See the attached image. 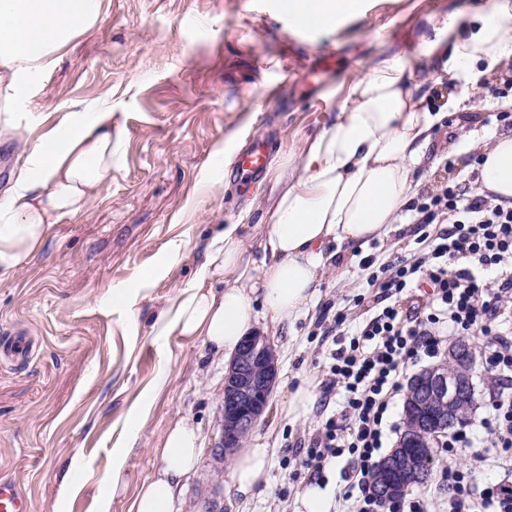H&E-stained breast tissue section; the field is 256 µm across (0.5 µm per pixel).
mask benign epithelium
<instances>
[{"instance_id": "obj_1", "label": "benign epithelium", "mask_w": 512, "mask_h": 512, "mask_svg": "<svg viewBox=\"0 0 512 512\" xmlns=\"http://www.w3.org/2000/svg\"><path fill=\"white\" fill-rule=\"evenodd\" d=\"M473 346L460 340L448 350V363L436 365L414 375L408 385L406 404L421 411L429 420L416 418L406 427L398 442L400 451L384 462L382 490L389 497H401L409 491L421 472L406 448H432L438 438L454 426L460 403L470 400L474 359ZM277 377V358L267 337L255 334L245 338L224 375L221 401L222 435L215 453L224 457V449L238 448L262 415ZM427 429L421 441L413 431Z\"/></svg>"}]
</instances>
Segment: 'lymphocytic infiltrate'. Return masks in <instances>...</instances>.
<instances>
[{
    "label": "lymphocytic infiltrate",
    "mask_w": 512,
    "mask_h": 512,
    "mask_svg": "<svg viewBox=\"0 0 512 512\" xmlns=\"http://www.w3.org/2000/svg\"><path fill=\"white\" fill-rule=\"evenodd\" d=\"M479 173L446 182L413 202V234L421 250L382 265L367 279L386 301L360 326L349 343L334 349L324 372L326 390H340V412L323 419L295 456L284 460L292 481L324 480L327 465L346 461L343 500L355 512H426L425 501L384 502L370 488L372 473L387 438V413L402 389L407 366L434 358L451 336L482 341V373L489 400L482 437L466 429L449 432L442 443L449 457L468 450L471 467L452 462L441 474L448 488L447 512H512V483L479 490L477 463L512 460V205L479 193ZM443 225L430 234L429 226Z\"/></svg>",
    "instance_id": "1"
}]
</instances>
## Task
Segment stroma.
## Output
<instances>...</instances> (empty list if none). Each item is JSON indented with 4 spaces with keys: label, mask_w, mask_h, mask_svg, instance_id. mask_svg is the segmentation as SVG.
Listing matches in <instances>:
<instances>
[{
    "label": "stroma",
    "mask_w": 512,
    "mask_h": 512,
    "mask_svg": "<svg viewBox=\"0 0 512 512\" xmlns=\"http://www.w3.org/2000/svg\"><path fill=\"white\" fill-rule=\"evenodd\" d=\"M359 2L332 27L298 31L278 0H103L97 27L18 105L12 120L32 143L75 102L89 113L111 105L117 131L111 183L88 211L51 225L23 272L0 279V334L25 332L34 349L23 366L0 360V480L20 486L30 512H91L123 447L125 488L112 512H126L160 464L159 442L184 417L200 428L202 454L180 512H210L216 500L222 512H302L317 482L300 480L281 501L279 490L290 486L281 460L321 416L314 409L291 423L276 407L301 381L321 383L334 348L316 332L321 305L365 318L378 291L366 285L364 261L417 252L414 237L397 224L385 240L341 256L340 275L320 283L315 306L289 328L266 329L277 381L245 442L268 440L270 480L250 498L227 479L232 457L213 453L228 362L169 322L218 225H241L247 235L262 220L272 175L241 190L230 179L239 150L263 140L270 157L298 156L333 125L353 78L389 58L406 62L417 96L434 102L460 91V80L438 78L419 46L441 18L487 9L490 0ZM328 58L335 69L310 90L306 70ZM495 92L512 94V65L470 92L467 123L452 116L434 132L413 175L416 193L470 171L481 147L507 132L487 122ZM66 472L75 492L64 496Z\"/></svg>",
    "instance_id": "stroma-1"
}]
</instances>
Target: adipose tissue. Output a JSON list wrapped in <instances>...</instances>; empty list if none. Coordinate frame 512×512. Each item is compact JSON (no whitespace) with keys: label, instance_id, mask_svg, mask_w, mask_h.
Here are the masks:
<instances>
[{"label":"adipose tissue","instance_id":"1","mask_svg":"<svg viewBox=\"0 0 512 512\" xmlns=\"http://www.w3.org/2000/svg\"><path fill=\"white\" fill-rule=\"evenodd\" d=\"M102 0H0V112L29 93L73 41L94 28ZM425 53L441 74L479 83L512 63V0L491 11L445 17ZM466 98L448 95L430 106L415 97L398 59L356 76L335 124L296 159L272 161L277 195L250 244L226 224L211 243L197 282L174 308L171 328L215 353L234 355L259 324L293 323L312 303L315 286L334 268L337 250L386 237L414 196L412 175L434 131L464 111ZM23 164L0 191V277L27 267L47 230L86 211L112 180V108L85 113L81 103L37 143L22 142ZM482 153L481 192L512 201V134L494 136ZM161 467L132 499L128 512H174L177 493L201 454L188 420L165 433ZM270 447L257 440L237 454L229 478L250 495L270 476Z\"/></svg>","mask_w":512,"mask_h":512}]
</instances>
